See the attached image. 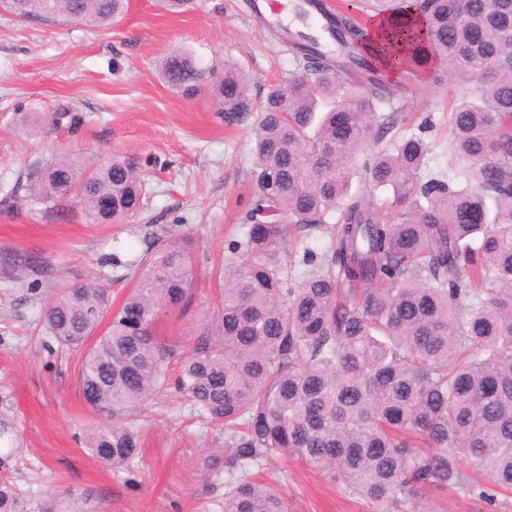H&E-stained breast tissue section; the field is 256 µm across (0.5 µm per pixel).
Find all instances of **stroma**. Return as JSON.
<instances>
[{
    "mask_svg": "<svg viewBox=\"0 0 512 512\" xmlns=\"http://www.w3.org/2000/svg\"><path fill=\"white\" fill-rule=\"evenodd\" d=\"M246 0H194L172 14L160 0H130L107 30L59 19L22 18L0 9V181L14 182L37 164L68 159L76 168L112 156L139 162L152 193L139 215L122 224H92L80 204L44 212L18 199L0 210V422L12 427L17 450L12 479L32 512L69 494L86 496L92 512H223L224 479L205 473L203 459L224 436L197 417L184 396L170 391L134 416L141 442L133 470L103 465L82 445L102 417L79 394L80 355L59 351L40 333L41 316L57 291L90 280L121 298L126 268L105 266L103 254L131 258L152 233L191 238L196 253L192 302L164 317L160 335L192 346L215 305L214 272L228 265L229 242L247 231L242 215L254 183L255 113L231 121L212 90L185 97L160 78V59L172 48L193 53L201 66L230 59L250 76L249 95L285 81L298 67L276 34L258 22ZM391 108L408 128L430 119L427 168L445 177L460 165L448 150V106L467 88L418 77L390 83ZM65 106L76 126L46 125L26 134L18 112ZM40 255L46 271L12 282L11 261ZM277 484L288 512H413L410 502L378 504L350 494L331 471L291 459L257 471ZM422 512H512V493L488 501L451 488L427 490Z\"/></svg>",
    "mask_w": 512,
    "mask_h": 512,
    "instance_id": "35a3bbf8",
    "label": "stroma"
}]
</instances>
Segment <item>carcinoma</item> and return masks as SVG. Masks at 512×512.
I'll return each instance as SVG.
<instances>
[{
    "mask_svg": "<svg viewBox=\"0 0 512 512\" xmlns=\"http://www.w3.org/2000/svg\"><path fill=\"white\" fill-rule=\"evenodd\" d=\"M328 21L336 57L314 37L289 34L300 71L269 85L257 103L248 74L232 60L215 72L179 50L161 73L186 97L213 90L230 119L258 113L255 191L242 241L219 303L193 347L159 336L166 312L186 303L195 282L190 241L153 235L121 303L94 282L63 288L43 312L45 333L76 350L81 396L112 423L85 434L103 464L132 469L140 451L131 415L170 387L224 430V447L204 463L227 477L224 512H287L271 483L251 469L297 456L328 468L374 502L430 490H473L469 469L492 490H512V0H355ZM22 17L74 19L109 28L127 0H0ZM416 26L395 63L402 77L471 85L448 109L450 149L468 185L425 175L422 132H390L380 111L392 94L368 48L366 20ZM75 124L67 111L18 112L34 131ZM358 186H353V181ZM27 200L45 211L70 199L95 224L137 215L150 191L138 165L119 156L80 172L65 160L31 169ZM282 223H260L270 208ZM337 214L328 254H304L309 272L285 273L279 253L291 227L319 229ZM41 266L15 259L13 278ZM0 512H29L4 474Z\"/></svg>",
    "mask_w": 512,
    "mask_h": 512,
    "instance_id": "1",
    "label": "carcinoma"
}]
</instances>
